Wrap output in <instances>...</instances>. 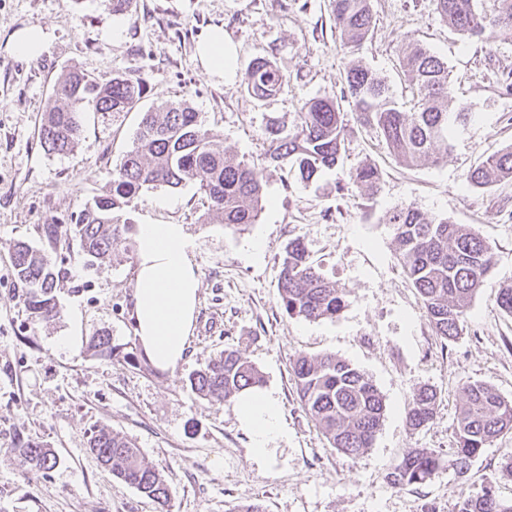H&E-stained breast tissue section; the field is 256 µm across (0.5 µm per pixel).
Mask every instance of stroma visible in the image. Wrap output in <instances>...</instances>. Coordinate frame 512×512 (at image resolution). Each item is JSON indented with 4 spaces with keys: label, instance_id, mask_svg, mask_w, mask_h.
<instances>
[{
    "label": "stroma",
    "instance_id": "35a3bbf8",
    "mask_svg": "<svg viewBox=\"0 0 512 512\" xmlns=\"http://www.w3.org/2000/svg\"><path fill=\"white\" fill-rule=\"evenodd\" d=\"M376 23L358 53L340 42L331 0H133L123 15L110 0H0V512H159L155 502L101 467L88 448L91 432L109 427L132 440L172 490L170 512H232L261 503L265 512H458L461 493L495 478L499 499L512 500V431L482 450L467 472L444 467L427 483L396 487L387 475L416 448L450 460L462 387L480 382L512 400V317L497 297L512 283V179L483 189L467 172L512 145V43L488 44L454 31L432 0H372ZM38 26L50 41L38 57L18 56L14 32ZM235 49L224 77L209 74L198 47L213 28ZM414 40L448 64L453 93L473 118L447 157L412 167L397 162L375 130L346 112L344 147L335 167L301 182L267 155L266 126H293L304 102L340 97L343 72L359 58L409 104L401 51ZM276 63L282 90L257 101L246 89L254 58ZM78 70L101 80L142 77L137 109L117 115L86 111L82 139L70 155H50L37 129L56 106L54 86ZM183 100L225 147L254 167L263 209L245 230L220 218L202 223L207 199L197 186L142 192L134 224H183L194 241L200 278L198 315L174 371L141 354L133 320L136 243L118 241L119 263L88 270L77 246L43 238L45 224H73L101 194L128 151L144 112ZM377 166L376 192L351 191L348 173ZM412 204L431 217L471 226L493 248L494 264L474 297L460 336L432 330L421 300L397 260L387 214ZM303 238L326 278L346 291L336 317H288L277 303L281 257ZM26 241L63 261L58 315L32 320L22 302L10 255ZM262 245L260 256L249 253ZM108 334L115 353L91 350ZM239 348L263 373V388L280 404L283 435L262 458L233 404L201 399L189 377L224 347ZM333 353L375 384L386 415L373 445L352 460L331 448L303 410L292 360ZM436 390L433 420L407 424L414 392ZM31 439L57 458L49 471L20 467L16 448Z\"/></svg>",
    "mask_w": 512,
    "mask_h": 512
}]
</instances>
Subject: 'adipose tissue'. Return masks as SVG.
I'll return each mask as SVG.
<instances>
[{
    "instance_id": "1",
    "label": "adipose tissue",
    "mask_w": 512,
    "mask_h": 512,
    "mask_svg": "<svg viewBox=\"0 0 512 512\" xmlns=\"http://www.w3.org/2000/svg\"><path fill=\"white\" fill-rule=\"evenodd\" d=\"M136 243L135 333L148 360L172 371L195 327L199 277L189 257L192 241L185 225L141 224ZM236 407L252 435L253 455L264 457L283 431L277 399L253 388L237 397Z\"/></svg>"
}]
</instances>
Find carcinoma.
<instances>
[{
	"mask_svg": "<svg viewBox=\"0 0 512 512\" xmlns=\"http://www.w3.org/2000/svg\"><path fill=\"white\" fill-rule=\"evenodd\" d=\"M440 17L460 34L489 44L512 42V0H496L494 13L477 9L475 0H433ZM332 16L341 41L361 45L375 26L371 0H332ZM406 76L412 89L410 111L403 110L389 85L360 60L344 73L342 100L357 121L383 138L394 157L413 166L422 159L437 162L448 154L454 127L470 119L465 107L450 110L453 102L448 65L416 42L405 44ZM283 76L268 58L254 59L246 87L265 101L282 88ZM145 80L117 75L106 83L79 72L59 79L55 95L65 101L44 114L39 140L45 152L70 155L78 147L85 107L95 112H129L145 93ZM344 113L333 97L304 103L294 126L276 121L266 128L271 160L287 161L303 181L336 166L344 142ZM512 178V146L490 154L471 169L466 182L483 187L496 179ZM380 172L363 163L348 175V184L360 192L373 190ZM196 184L209 201V211L225 226L240 229L256 222L263 207L259 174L225 148L185 102L164 112H145L133 146L113 169L112 182L81 211L74 237L87 264L117 258L114 243L133 230L128 213L141 193L157 186L178 188ZM398 245L404 275L419 294L429 324L444 340L463 331L470 304L492 269V247L465 224L428 217L413 205L395 208L386 217ZM17 283L25 289L24 303L32 318L51 321L58 314L54 295L66 268L43 250L18 241L12 247ZM278 303L290 317L332 318L345 306L344 289L326 279L301 238L288 242L280 262ZM297 397L330 445L355 460L372 446L386 412L375 385L359 369L334 354L298 355L292 362ZM203 399L228 402L241 391L259 388L264 375L237 348L227 347L205 368L189 377ZM464 402L455 427L453 465L464 468L501 434L512 431V400L485 384L463 388ZM437 392L421 387L413 395L407 422L418 430L434 417ZM89 447L112 475L136 488L167 512L171 489L164 477L143 459L139 448L109 428L94 433ZM18 451L26 470L44 471L56 464L50 449L24 441ZM442 459L426 448L407 454L389 473L391 484H424L442 468ZM458 512H512V501H501L489 480L477 493H462Z\"/></svg>",
	"mask_w": 512,
	"mask_h": 512,
	"instance_id": "1",
	"label": "carcinoma"
}]
</instances>
